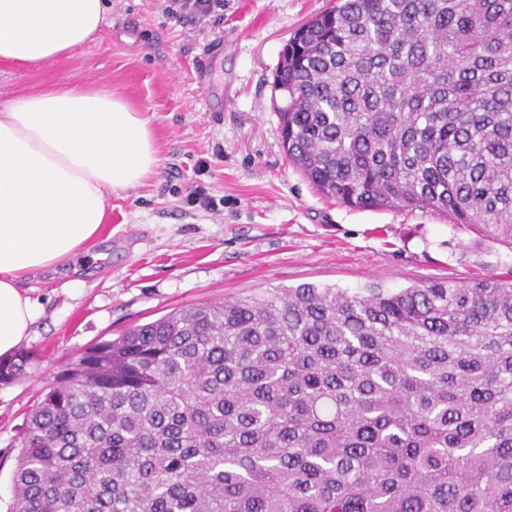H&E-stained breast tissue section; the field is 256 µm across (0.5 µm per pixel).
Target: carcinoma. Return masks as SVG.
Here are the masks:
<instances>
[{
	"instance_id": "cac0c4a2",
	"label": "carcinoma",
	"mask_w": 512,
	"mask_h": 512,
	"mask_svg": "<svg viewBox=\"0 0 512 512\" xmlns=\"http://www.w3.org/2000/svg\"><path fill=\"white\" fill-rule=\"evenodd\" d=\"M273 87L321 196L512 247V0H338ZM13 447L10 512H512V277L177 309L69 361Z\"/></svg>"
}]
</instances>
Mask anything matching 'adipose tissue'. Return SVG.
<instances>
[{"mask_svg": "<svg viewBox=\"0 0 512 512\" xmlns=\"http://www.w3.org/2000/svg\"><path fill=\"white\" fill-rule=\"evenodd\" d=\"M108 0H0V62L37 70L93 41ZM150 116L93 85H58L0 107V356L38 308L22 281L84 254L112 191L155 174Z\"/></svg>", "mask_w": 512, "mask_h": 512, "instance_id": "obj_1", "label": "adipose tissue"}]
</instances>
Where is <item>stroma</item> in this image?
<instances>
[{
	"instance_id": "1",
	"label": "stroma",
	"mask_w": 512,
	"mask_h": 512,
	"mask_svg": "<svg viewBox=\"0 0 512 512\" xmlns=\"http://www.w3.org/2000/svg\"><path fill=\"white\" fill-rule=\"evenodd\" d=\"M108 24L70 58L29 72L0 62V104L57 83L92 84L153 117L160 157L144 185L109 195L88 255L23 282L39 306L25 376L0 386V512L11 442L72 357L186 306L304 283L389 290L512 274V249L433 212L359 210L315 192L280 143L272 81L293 32L332 0H224L179 19L168 0H111ZM211 90L195 80L204 49ZM202 188L213 209L191 203Z\"/></svg>"
}]
</instances>
